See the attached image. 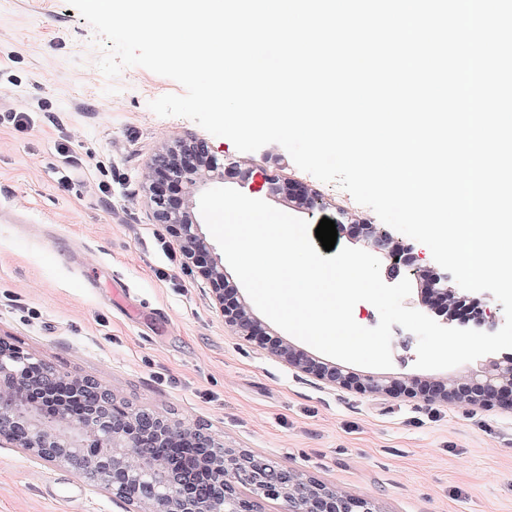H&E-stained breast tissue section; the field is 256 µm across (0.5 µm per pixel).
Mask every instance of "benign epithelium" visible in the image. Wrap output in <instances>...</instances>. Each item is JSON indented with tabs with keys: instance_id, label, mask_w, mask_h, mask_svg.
<instances>
[{
	"instance_id": "benign-epithelium-1",
	"label": "benign epithelium",
	"mask_w": 512,
	"mask_h": 512,
	"mask_svg": "<svg viewBox=\"0 0 512 512\" xmlns=\"http://www.w3.org/2000/svg\"><path fill=\"white\" fill-rule=\"evenodd\" d=\"M223 179L202 140L184 139L157 153L146 174L147 197L159 224L179 245L185 263L208 282L224 324L288 366L332 386L445 404L512 409V358L491 361L455 380L424 383L360 378L322 363L263 330L251 307L235 297L224 264L202 233L200 195ZM268 195H280L312 215L324 208L306 183L264 173ZM336 229L362 238L396 276L405 272L427 290V311L448 322L457 302L469 297L448 286V273L419 262L413 247L396 239L385 224L368 218L336 221ZM187 442L197 456L176 468L157 448ZM22 450L33 460L66 467L91 484L126 501L133 512H260L262 499L283 500L288 512H376L369 499L352 498L305 477L286 465L226 448L199 423L120 406L99 382L61 373L57 367L0 337V446Z\"/></svg>"
}]
</instances>
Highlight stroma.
<instances>
[{"mask_svg":"<svg viewBox=\"0 0 512 512\" xmlns=\"http://www.w3.org/2000/svg\"><path fill=\"white\" fill-rule=\"evenodd\" d=\"M91 25L67 0H0V337L90 377L135 409L204 424L226 447L284 464L379 512H512V410L362 394L288 367L224 323L210 286L157 224L145 172L165 145L206 140L235 161L306 181L321 218H374L280 145L252 153L150 101L182 93L142 67L112 80ZM82 159L64 171L58 144ZM416 336L393 326L386 374L424 382ZM66 467L0 447V512H127Z\"/></svg>","mask_w":512,"mask_h":512,"instance_id":"obj_1","label":"stroma"}]
</instances>
